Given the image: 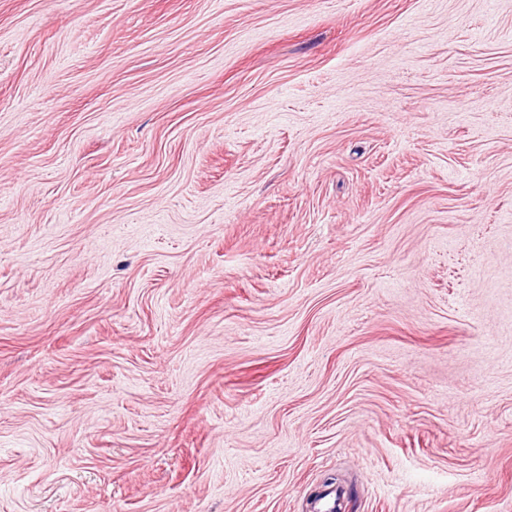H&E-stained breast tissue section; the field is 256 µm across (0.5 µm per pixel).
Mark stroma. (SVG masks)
I'll list each match as a JSON object with an SVG mask.
<instances>
[{
    "instance_id": "obj_1",
    "label": "stroma",
    "mask_w": 512,
    "mask_h": 512,
    "mask_svg": "<svg viewBox=\"0 0 512 512\" xmlns=\"http://www.w3.org/2000/svg\"><path fill=\"white\" fill-rule=\"evenodd\" d=\"M512 512V0H0V512Z\"/></svg>"
}]
</instances>
